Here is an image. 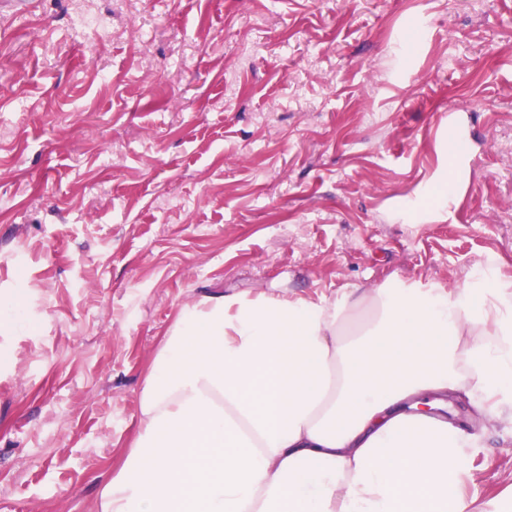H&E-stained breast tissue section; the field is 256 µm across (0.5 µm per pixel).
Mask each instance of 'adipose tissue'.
I'll list each match as a JSON object with an SVG mask.
<instances>
[{
	"mask_svg": "<svg viewBox=\"0 0 512 512\" xmlns=\"http://www.w3.org/2000/svg\"><path fill=\"white\" fill-rule=\"evenodd\" d=\"M464 400L467 422L450 419ZM512 425V285L388 280L179 307L96 512H469L468 424Z\"/></svg>",
	"mask_w": 512,
	"mask_h": 512,
	"instance_id": "ef3b65f1",
	"label": "adipose tissue"
}]
</instances>
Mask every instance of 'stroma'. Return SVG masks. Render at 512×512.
Instances as JSON below:
<instances>
[{"label":"stroma","mask_w":512,"mask_h":512,"mask_svg":"<svg viewBox=\"0 0 512 512\" xmlns=\"http://www.w3.org/2000/svg\"><path fill=\"white\" fill-rule=\"evenodd\" d=\"M490 257L512 282V0H0V512H95L180 305ZM463 486L512 512L511 426ZM438 183L440 187L439 208L447 210L453 203H455L459 195L462 194L464 190L463 179L460 172L455 171L454 168L452 171L443 173L439 178Z\"/></svg>","instance_id":"1"}]
</instances>
